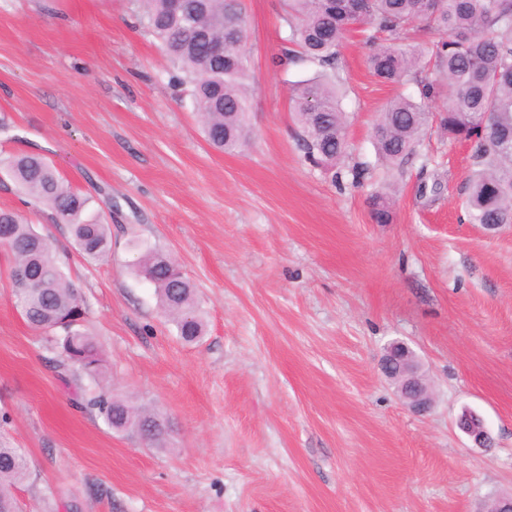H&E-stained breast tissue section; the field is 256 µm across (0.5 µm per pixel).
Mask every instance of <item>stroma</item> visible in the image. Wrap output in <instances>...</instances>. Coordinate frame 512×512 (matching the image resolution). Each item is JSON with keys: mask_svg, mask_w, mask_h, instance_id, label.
<instances>
[{"mask_svg": "<svg viewBox=\"0 0 512 512\" xmlns=\"http://www.w3.org/2000/svg\"><path fill=\"white\" fill-rule=\"evenodd\" d=\"M243 4L249 134L225 153L139 0H0V157L51 159L95 200L111 250L93 260L71 247L2 166L0 209L61 247L106 385L167 427L149 444L80 408L58 349L16 309L0 249V444L30 460L21 510L487 512L512 492V224L467 221L469 151L437 125L402 169L382 164L373 127L417 88L372 76L356 33L335 69L345 157L307 162L289 99L317 68L280 65L283 0ZM436 181L439 193L421 192ZM376 195L389 223L372 216ZM140 244L193 285L199 341L179 338L135 275ZM396 339L420 358L427 413L382 370ZM467 410L490 446L459 428Z\"/></svg>", "mask_w": 512, "mask_h": 512, "instance_id": "stroma-1", "label": "stroma"}]
</instances>
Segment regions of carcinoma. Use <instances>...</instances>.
Segmentation results:
<instances>
[{"mask_svg":"<svg viewBox=\"0 0 512 512\" xmlns=\"http://www.w3.org/2000/svg\"><path fill=\"white\" fill-rule=\"evenodd\" d=\"M145 28L185 74L183 84L203 132L214 148L236 150L245 135L249 87L245 82L248 38L242 0H184V11L171 0H141ZM289 28L286 62L304 60L321 67L308 80L293 84L292 112L301 129L305 160L334 165L346 152L347 116L334 69L338 41L357 30L370 46L366 63L384 83L414 84L419 96L399 94L386 103L375 125L378 159L403 165L416 152L420 136L436 120L452 141L472 142L468 191L464 200L472 224H512V0H286ZM434 31L441 40L431 50L410 42V33ZM224 38V55L210 52ZM445 98L436 115L430 101ZM9 176L33 203L51 211L56 224L69 226L75 247L89 258L110 250L108 225L92 198L74 192L53 163L37 154L15 155ZM10 225V252L17 263L46 272L32 284H14L17 310L35 330L52 333L68 318L79 319L75 289L66 280L53 243L17 213L0 210ZM141 252L138 274L155 288L158 304L180 338L202 336L203 319L195 291L175 262L151 248ZM64 356L60 367L98 386L83 396L109 428L130 432L146 425L151 414L101 386L104 357L88 332L69 327L56 337ZM30 462L20 448L0 445V512H18L15 490L29 479Z\"/></svg>","mask_w":512,"mask_h":512,"instance_id":"1","label":"carcinoma"}]
</instances>
